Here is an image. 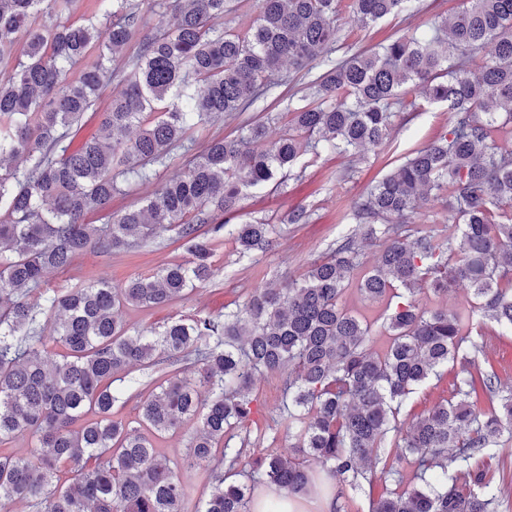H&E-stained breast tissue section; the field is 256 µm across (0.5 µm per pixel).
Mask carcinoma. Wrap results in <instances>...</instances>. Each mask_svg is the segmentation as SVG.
<instances>
[{
  "instance_id": "1",
  "label": "carcinoma",
  "mask_w": 512,
  "mask_h": 512,
  "mask_svg": "<svg viewBox=\"0 0 512 512\" xmlns=\"http://www.w3.org/2000/svg\"><path fill=\"white\" fill-rule=\"evenodd\" d=\"M172 21L141 34L136 0H97L95 19L69 23L73 0H0V512L25 501L35 512H281L315 483L333 512H359L356 494L400 467L419 483L369 500L368 512H504L512 488L487 451L512 442V386L502 385L483 337L512 331V0H462L428 37L407 31L380 49L335 60L342 0H167ZM367 27L408 20L418 0H349ZM234 14L238 27L216 21ZM25 36L22 56L16 36ZM139 40L126 67L108 66ZM308 79L278 138L261 121L205 140L140 207L106 210L117 176L169 155L187 130L265 101L286 83L283 66ZM78 69L69 80L66 72ZM124 88L98 130L74 145L73 129L113 79ZM447 106L449 128L412 151L355 203L360 232L336 240L303 278L260 288L224 319L181 316L163 329L131 330L128 305L161 307L214 277L212 258L243 191L293 169L307 153H378L390 141L406 87ZM448 197L456 230L424 224L421 208ZM205 224L212 225L201 231ZM175 234L193 265L48 291L50 274L86 251L112 252ZM239 253L275 246V225L237 224ZM385 242L375 262L367 246ZM356 284L385 303L381 353L373 325L341 303ZM471 292V313L422 307L425 288ZM39 293L41 302L30 295ZM61 349L49 359L48 349ZM193 361L194 376L182 364ZM453 363L449 397L411 419L401 411ZM136 366L162 378L143 395L123 380ZM278 375L288 397V448L257 460L259 477L230 481L245 449L230 444L252 422V383ZM133 401L135 424L112 419ZM199 420L183 464L157 441ZM31 448L17 455L19 437ZM208 492L194 503L185 473Z\"/></svg>"
}]
</instances>
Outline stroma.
Returning <instances> with one entry per match:
<instances>
[{
    "mask_svg": "<svg viewBox=\"0 0 512 512\" xmlns=\"http://www.w3.org/2000/svg\"><path fill=\"white\" fill-rule=\"evenodd\" d=\"M460 3L461 0H422L421 11L410 23L389 16L368 31L362 30L349 10H341L337 20L340 52L349 55L375 47L405 25L417 35L432 34L449 9ZM447 124L445 107L428 104L418 109L409 107L396 117L390 144L381 156L370 154L364 160L353 161L330 152L305 155L281 185L270 183L247 190L238 211L229 218L233 224L272 219L277 231V246L273 251L243 255L234 244L224 243L213 258L217 268L213 279L197 284L193 291L164 307L122 309L121 320L128 327L143 329L162 326L174 316L219 317L225 307L241 301L254 289L300 278L313 261L326 255L337 237L355 229L352 207L367 189L396 170L412 150L423 147L443 132ZM302 209L308 213L306 222L289 223V215ZM191 259L186 248L164 235L128 250L85 253L75 260L70 271L53 275L48 286L64 289L78 282L105 279L113 287L121 288L136 275L156 271L166 264H186ZM252 395L257 409L254 424L238 431L233 446L287 447L282 412L285 397L279 377L256 375Z\"/></svg>",
    "mask_w": 512,
    "mask_h": 512,
    "instance_id": "35a3bbf8",
    "label": "stroma"
}]
</instances>
